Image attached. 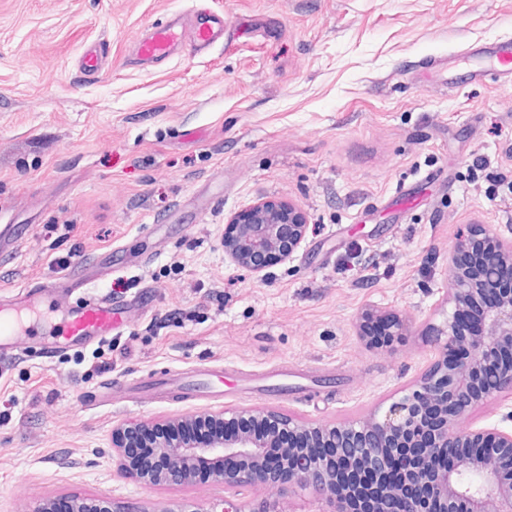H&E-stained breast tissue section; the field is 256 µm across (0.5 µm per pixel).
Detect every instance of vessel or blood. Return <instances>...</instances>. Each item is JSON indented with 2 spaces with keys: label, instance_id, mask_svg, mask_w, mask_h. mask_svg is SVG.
I'll list each match as a JSON object with an SVG mask.
<instances>
[{
  "label": "vessel or blood",
  "instance_id": "b4317fda",
  "mask_svg": "<svg viewBox=\"0 0 512 512\" xmlns=\"http://www.w3.org/2000/svg\"><path fill=\"white\" fill-rule=\"evenodd\" d=\"M224 40V17L205 8H194L170 15L159 27L139 32L132 41L131 60L139 67L163 64L176 55L184 43L196 52L207 53ZM471 76L480 79L493 76L512 85V37H506L469 52ZM84 273H71L63 278H48L34 290L23 293L11 314L0 315V353L16 351L20 340L37 336L42 322H50L47 354L70 347H85L111 336L125 323L126 308L114 306L111 296L97 295ZM207 370L198 368L179 374L176 388L158 386L141 392L127 390L124 400L139 402L186 392L203 381Z\"/></svg>",
  "mask_w": 512,
  "mask_h": 512
}]
</instances>
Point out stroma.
Wrapping results in <instances>:
<instances>
[{
	"label": "stroma",
	"instance_id": "35a3bbf8",
	"mask_svg": "<svg viewBox=\"0 0 512 512\" xmlns=\"http://www.w3.org/2000/svg\"><path fill=\"white\" fill-rule=\"evenodd\" d=\"M199 5L223 13V44L129 63L135 34ZM504 36L512 0H0V222L21 233L0 296L104 257L96 290L142 299L111 342L0 359V512L203 504L223 487L115 477L113 428L241 409L340 422L407 388L433 357L457 238L512 236V87L427 65ZM92 43L107 62L88 76ZM479 155L501 181L475 175ZM270 201L309 229L257 274L224 235ZM373 306L407 323L390 349L357 336ZM200 366L202 397L105 399ZM113 497L74 498L71 512H126Z\"/></svg>",
	"mask_w": 512,
	"mask_h": 512
}]
</instances>
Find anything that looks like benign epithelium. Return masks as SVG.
I'll use <instances>...</instances> for the list:
<instances>
[{
    "mask_svg": "<svg viewBox=\"0 0 512 512\" xmlns=\"http://www.w3.org/2000/svg\"><path fill=\"white\" fill-rule=\"evenodd\" d=\"M237 234L224 240V252L254 273L264 269L258 257L276 251L287 259L300 246L309 227L306 215L288 204L268 210L257 204L235 216ZM467 252L479 268L474 277L457 264ZM452 288L448 314L431 327L436 346L433 361L388 405L349 422L312 424L273 411L234 410L186 416L184 422L214 421L224 425L243 420L268 423L288 432L296 445L285 449L288 480L282 494L309 493L324 508L318 512H353L338 475L358 467L375 477L378 490L372 512H512V429L480 425L475 407L490 399L512 402V289L496 288L512 274V238L485 230L457 239L448 257ZM475 311L477 329L464 333L461 317ZM384 326L393 340L404 321L384 309H366L358 320V336L374 346L369 329ZM154 427L147 422L122 425L113 431V464L117 474L144 486H184L194 481L192 466L203 455L224 463L212 483L224 487V497L205 504L174 502L165 512H282L279 501H249L246 493L257 486L274 485L265 462V449L276 436L258 439L240 432L230 439L216 438L196 448L181 441L160 439L150 445L160 462L131 464L122 438L128 432ZM314 448L329 452L317 455ZM464 448L452 468L440 464L443 451ZM72 512H125L104 495L71 500Z\"/></svg>",
    "mask_w": 512,
    "mask_h": 512,
    "instance_id": "1",
    "label": "benign epithelium"
}]
</instances>
